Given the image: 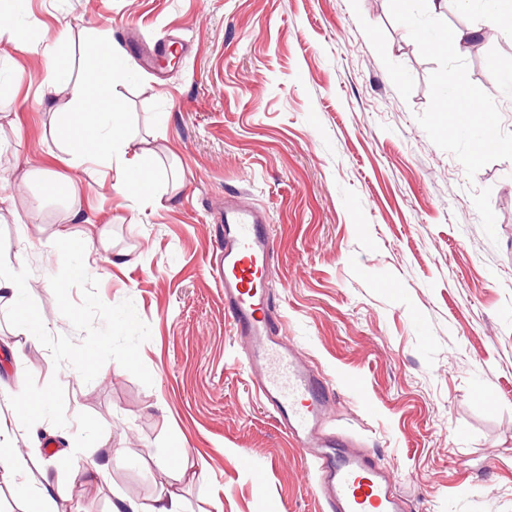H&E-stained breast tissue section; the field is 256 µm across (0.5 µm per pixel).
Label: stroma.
<instances>
[{
  "label": "stroma",
  "mask_w": 512,
  "mask_h": 512,
  "mask_svg": "<svg viewBox=\"0 0 512 512\" xmlns=\"http://www.w3.org/2000/svg\"><path fill=\"white\" fill-rule=\"evenodd\" d=\"M413 17L439 35L485 13L414 0ZM11 24L28 46L0 41V265L26 288L0 308V448L28 465L0 475V512H27L26 486L58 512L150 504L177 447L193 474L181 512H325L208 272L239 191L269 214L265 286L332 384L337 428L410 512H512V38L491 44L489 71L410 36L395 0H30ZM98 34L125 64L113 90L160 205L114 190L122 151L71 167L49 134L62 104L44 56L85 78ZM460 76L489 136L479 155L442 110ZM40 166L76 186L72 240L50 238L59 204H32ZM42 397L41 417L21 418L20 400Z\"/></svg>",
  "instance_id": "35a3bbf8"
}]
</instances>
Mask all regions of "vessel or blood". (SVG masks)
Returning a JSON list of instances; mask_svg holds the SVG:
<instances>
[{"label": "vessel or blood", "mask_w": 512, "mask_h": 512, "mask_svg": "<svg viewBox=\"0 0 512 512\" xmlns=\"http://www.w3.org/2000/svg\"><path fill=\"white\" fill-rule=\"evenodd\" d=\"M224 215V310L250 344L246 363L255 388L283 432L308 452L328 512H405L404 496L373 455L344 447L326 431L334 391L302 363L271 319L263 281L274 241L265 217L235 194L226 197Z\"/></svg>", "instance_id": "obj_1"}]
</instances>
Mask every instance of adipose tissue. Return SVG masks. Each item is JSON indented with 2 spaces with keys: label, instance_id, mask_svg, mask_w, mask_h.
I'll list each match as a JSON object with an SVG mask.
<instances>
[{
  "label": "adipose tissue",
  "instance_id": "ef3b65f1",
  "mask_svg": "<svg viewBox=\"0 0 512 512\" xmlns=\"http://www.w3.org/2000/svg\"><path fill=\"white\" fill-rule=\"evenodd\" d=\"M114 54L98 43L89 56V76L81 82L66 78L62 60L53 54L44 57V80L54 95L64 100V110L50 125L54 141L63 143L71 164L86 158L111 156L113 147L132 150L125 135V112L112 94Z\"/></svg>",
  "mask_w": 512,
  "mask_h": 512
}]
</instances>
